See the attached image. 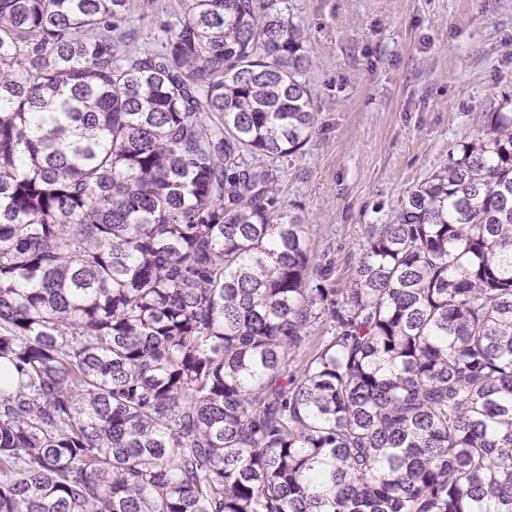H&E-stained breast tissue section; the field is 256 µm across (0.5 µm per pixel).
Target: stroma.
I'll return each mask as SVG.
<instances>
[{
	"mask_svg": "<svg viewBox=\"0 0 512 512\" xmlns=\"http://www.w3.org/2000/svg\"><path fill=\"white\" fill-rule=\"evenodd\" d=\"M179 0H141L136 46ZM305 37L317 122L282 159L304 217L311 287L345 296L372 224L448 160L480 113L512 100V0H280Z\"/></svg>",
	"mask_w": 512,
	"mask_h": 512,
	"instance_id": "35a3bbf8",
	"label": "stroma"
}]
</instances>
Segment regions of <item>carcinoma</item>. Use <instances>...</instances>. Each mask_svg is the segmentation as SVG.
<instances>
[{"instance_id":"obj_1","label":"carcinoma","mask_w":512,"mask_h":512,"mask_svg":"<svg viewBox=\"0 0 512 512\" xmlns=\"http://www.w3.org/2000/svg\"><path fill=\"white\" fill-rule=\"evenodd\" d=\"M181 2L138 50L137 0H0V512H512V111L330 301L304 34Z\"/></svg>"}]
</instances>
